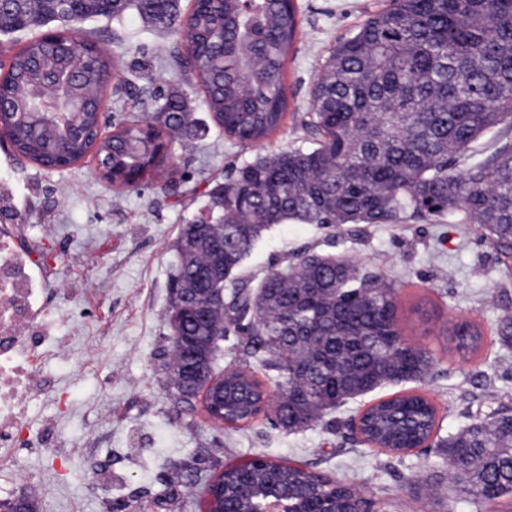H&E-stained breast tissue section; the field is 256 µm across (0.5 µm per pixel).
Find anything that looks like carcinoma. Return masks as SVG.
I'll return each instance as SVG.
<instances>
[{
	"label": "carcinoma",
	"mask_w": 512,
	"mask_h": 512,
	"mask_svg": "<svg viewBox=\"0 0 512 512\" xmlns=\"http://www.w3.org/2000/svg\"><path fill=\"white\" fill-rule=\"evenodd\" d=\"M135 9L149 24L171 29L179 0H11L0 8V32L38 24L110 16ZM184 32L195 64L190 83L204 94L224 135L256 145L281 125L288 99L284 64L297 32L293 0H194ZM74 54L25 43L0 78L3 123L17 149L39 165L63 142L74 161L89 151L105 165L112 186L155 151L141 132L150 123L130 115L99 134L96 100L106 76H120L122 57L105 54L94 33L73 37ZM67 74L63 123L45 118L48 74ZM190 98L173 91L159 116L167 143L188 129ZM305 127L316 146L258 154L207 192L211 223L192 220L177 241L167 323L179 321L180 341L165 363L173 392L192 396L221 376L222 351L213 338L245 337L244 346L271 372L285 395L277 426L308 428L324 411L381 381L421 380L431 357L408 343L398 327L393 285L333 255L307 256L266 274L255 292L235 289L230 308L210 305L263 233L275 224H395L404 216L429 224L448 218L477 224L501 255L512 251V0H391L336 42L317 78ZM501 128L499 146L483 159L472 145ZM457 349L476 347L480 332L453 329ZM228 400L259 397L261 385L245 367L225 382ZM435 407L419 395L382 400L362 416L365 441L387 451L411 450L432 434ZM448 449V482L475 505L512 512V412H498L441 440ZM281 483L336 512L367 506L353 485L303 470H279Z\"/></svg>",
	"instance_id": "obj_1"
}]
</instances>
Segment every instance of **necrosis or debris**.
<instances>
[{
	"instance_id": "1",
	"label": "necrosis or debris",
	"mask_w": 512,
	"mask_h": 512,
	"mask_svg": "<svg viewBox=\"0 0 512 512\" xmlns=\"http://www.w3.org/2000/svg\"><path fill=\"white\" fill-rule=\"evenodd\" d=\"M48 315L36 258L16 245L12 226H1L0 463L4 465L11 463L25 425V403L44 389L38 371Z\"/></svg>"
}]
</instances>
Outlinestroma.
I'll return each instance as SVG.
<instances>
[{
  "mask_svg": "<svg viewBox=\"0 0 512 512\" xmlns=\"http://www.w3.org/2000/svg\"><path fill=\"white\" fill-rule=\"evenodd\" d=\"M390 0H294L298 35L285 62L288 110L262 145L225 136L190 89L193 127L172 145L171 182L147 179L122 190L98 174L93 156L64 170H47L0 143V217L19 226L28 249L43 261L44 288L66 289L65 313L52 335L64 351L45 361L49 387L30 400L26 426L47 443H25L0 472V499L39 481V512H204L205 477L262 456L300 464L333 480L355 483L373 512H488L448 485V456L436 445L398 455L366 444L354 428L380 400L418 394L436 408L437 437L495 412L512 411V345L500 326L512 316V269L472 224L411 218L397 224L326 227L274 225L237 273L255 285L268 271L304 253L347 255L361 272L395 286L398 326L433 359L419 381L387 383L347 400L314 426L273 427L267 414L215 427L201 400L176 403L164 364L170 279L183 224L204 209L205 193L256 154L313 147L302 121L331 47ZM100 49L123 56L127 85L108 84L104 134L130 114L156 117L145 98L178 87L170 59L180 38L153 30L137 13L122 24L96 18ZM477 327L482 340L456 350L455 325Z\"/></svg>",
  "mask_w": 512,
  "mask_h": 512,
  "instance_id": "stroma-1",
  "label": "stroma"
}]
</instances>
